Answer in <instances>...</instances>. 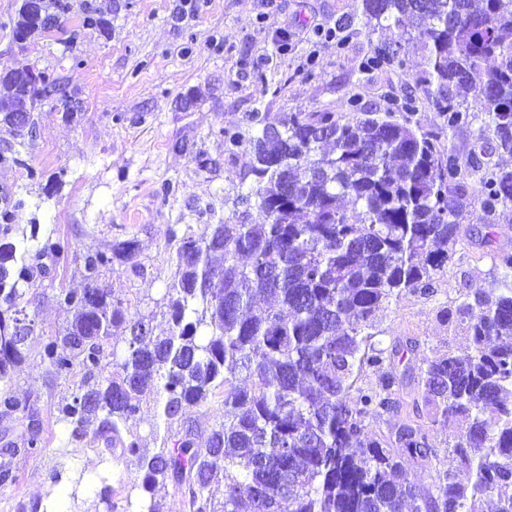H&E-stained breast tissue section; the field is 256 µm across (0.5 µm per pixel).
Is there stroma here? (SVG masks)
Instances as JSON below:
<instances>
[{
	"instance_id": "35a3bbf8",
	"label": "stroma",
	"mask_w": 512,
	"mask_h": 512,
	"mask_svg": "<svg viewBox=\"0 0 512 512\" xmlns=\"http://www.w3.org/2000/svg\"><path fill=\"white\" fill-rule=\"evenodd\" d=\"M57 28L16 44L12 27L22 0H0V68H30L64 78L81 109L69 115L51 101L38 107L37 136L21 149L22 164H0V208L23 199L17 234L39 225L40 237L70 239L29 309L36 331L13 379L19 397L35 400L43 449L14 462L16 483L0 488V512L39 500L55 469L100 470L103 444L69 437L58 408L76 388L55 380L42 358L46 336L65 325L58 288L81 290V254L132 238L138 265L114 264L99 288L131 304L160 297L173 275L172 231L199 230L225 212L242 190L243 157H229L222 130L246 129L248 113L344 112L351 97L373 112L387 97L416 90L427 65L419 43L405 47L401 69L364 71L371 43L360 0H91L100 23L83 26L80 6ZM193 95L185 108L181 99ZM206 166H199V159ZM481 198L468 181L461 222L470 245L458 248L430 294H408L382 314V346L416 342L412 366L447 350L463 354L468 341L442 318L443 310L478 283L497 255L512 254V210L501 215L491 245L481 242Z\"/></svg>"
}]
</instances>
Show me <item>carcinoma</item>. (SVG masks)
Instances as JSON below:
<instances>
[{"instance_id": "cac0c4a2", "label": "carcinoma", "mask_w": 512, "mask_h": 512, "mask_svg": "<svg viewBox=\"0 0 512 512\" xmlns=\"http://www.w3.org/2000/svg\"><path fill=\"white\" fill-rule=\"evenodd\" d=\"M362 0L367 34L395 30L374 47L362 68L405 65L404 46L417 40L428 70L418 83L442 123L423 128L416 99L401 111L352 115L329 110L277 117L251 112L248 135L224 129L229 154L242 151L246 191L227 216L199 232L172 231L171 281L160 305L169 331L154 334L147 314L96 287L116 262L135 264L138 244L115 241L81 255L82 292L61 290L56 302L71 313L47 337L43 360L57 379L82 378L61 407L59 421L73 439L103 440L136 468L137 512H512V255L499 258L491 280L469 289L442 312L464 331L467 353H434L413 377L417 398L433 420L456 422L460 433L447 460L434 466L432 484L403 465L425 467L437 453L428 431L413 420L385 433L366 420L398 411L393 370L401 349L376 341L380 313L409 293L428 294L461 241L459 200L466 174L447 130L484 116L479 138L512 156V0ZM37 24L20 8L13 34L26 40L50 29L72 9L52 0ZM496 65L480 84L471 74ZM19 97L16 78L0 80V124L19 137L36 135L31 101L17 124L9 107ZM485 229L496 237L498 209L512 208V168L475 157ZM254 207L260 222L249 220ZM22 200L0 212V422L26 427L21 442H0V488L15 483L17 458L41 452L31 420L34 403L11 381L24 359L34 320L27 307L35 283L53 278L49 259L71 249L66 239L39 240L31 225L22 254L12 242ZM126 335L111 344L114 332ZM375 382L358 387L365 369ZM154 394L157 447L141 448L137 431L146 391ZM223 395L224 409H212ZM210 429L205 447L198 430ZM468 475L462 482L460 473ZM223 482L224 496L210 494ZM170 483L178 507L155 500Z\"/></svg>"}]
</instances>
